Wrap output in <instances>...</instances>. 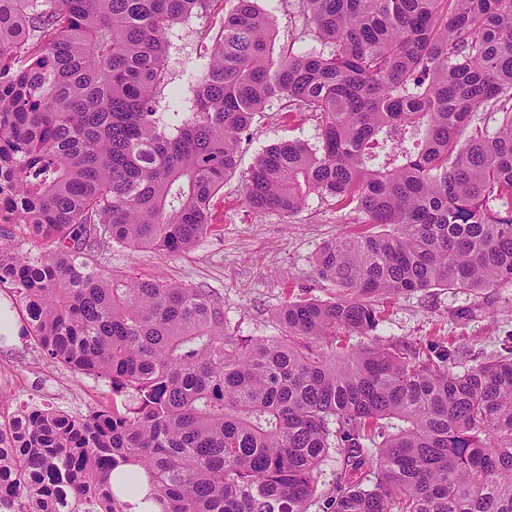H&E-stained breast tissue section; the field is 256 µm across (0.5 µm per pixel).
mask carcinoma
Instances as JSON below:
<instances>
[{"label":"carcinoma","instance_id":"carcinoma-1","mask_svg":"<svg viewBox=\"0 0 512 512\" xmlns=\"http://www.w3.org/2000/svg\"><path fill=\"white\" fill-rule=\"evenodd\" d=\"M211 3L0 0V286L47 357L113 396L0 422V512H124L120 466L161 512H512V346L457 374L448 347L336 342L377 329L372 296L512 282V0H302L310 44L278 53L269 13L236 0L173 124L169 30ZM274 104L314 117L320 145L268 146L243 195L364 215L318 255L335 300L238 336L215 291L103 265L214 231ZM330 453L331 457L328 458L317 474V492L321 494H327L336 481V473L338 469L336 458H339L340 455L334 448L330 449Z\"/></svg>","mask_w":512,"mask_h":512}]
</instances>
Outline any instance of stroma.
I'll return each mask as SVG.
<instances>
[{
    "instance_id": "stroma-1",
    "label": "stroma",
    "mask_w": 512,
    "mask_h": 512,
    "mask_svg": "<svg viewBox=\"0 0 512 512\" xmlns=\"http://www.w3.org/2000/svg\"><path fill=\"white\" fill-rule=\"evenodd\" d=\"M234 0H214L201 17L175 24L166 59L170 82L168 100L190 94L189 78L198 73L208 34L219 28ZM272 17L276 48L302 47L300 0H258ZM317 122L309 116L286 118L270 108L257 113L249 139L243 141L238 167L224 184V195L214 206L217 228L193 248L175 257L113 248L112 268L137 273L162 282H179L214 290L224 298V316L242 336H275L276 313L289 301L335 298L337 288L316 272V257L328 242L362 230L361 214L337 205L335 199L311 196L306 206L290 217L257 213L242 196L244 179L258 155L269 145L301 140L317 145ZM10 304L16 325L0 340V413L13 412L42 390H50V403L74 411H87L110 403L107 381L76 377L46 358L19 330L27 315L7 287H0V305ZM383 321L373 337H345L348 347L375 341L400 340L422 345L437 343L460 347L454 371L474 367L512 341V284L474 293L432 288L405 292L377 300Z\"/></svg>"
}]
</instances>
